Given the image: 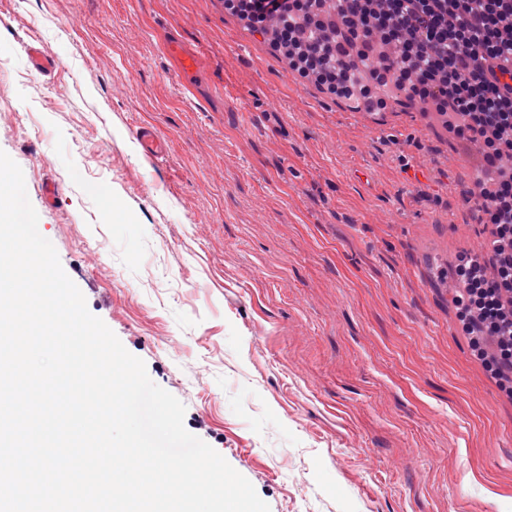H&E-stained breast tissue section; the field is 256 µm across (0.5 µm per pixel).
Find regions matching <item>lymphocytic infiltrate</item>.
<instances>
[{"label":"lymphocytic infiltrate","instance_id":"lymphocytic-infiltrate-1","mask_svg":"<svg viewBox=\"0 0 512 512\" xmlns=\"http://www.w3.org/2000/svg\"><path fill=\"white\" fill-rule=\"evenodd\" d=\"M327 0H224L257 31L278 19L274 42L300 78L325 92L383 110L375 86L401 92L433 113L458 139L478 143L495 165L492 184L476 181L493 273L479 257L462 259L459 318L465 330L498 337L491 370L512 366V93L497 73L512 59V0H336L338 24L325 18Z\"/></svg>","mask_w":512,"mask_h":512}]
</instances>
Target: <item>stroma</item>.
I'll return each instance as SVG.
<instances>
[{"label": "stroma", "mask_w": 512, "mask_h": 512, "mask_svg": "<svg viewBox=\"0 0 512 512\" xmlns=\"http://www.w3.org/2000/svg\"><path fill=\"white\" fill-rule=\"evenodd\" d=\"M0 18V150L191 434L270 512H500L512 394L437 282L491 233L461 200L462 143L404 110L366 131L224 0H0Z\"/></svg>", "instance_id": "1"}]
</instances>
